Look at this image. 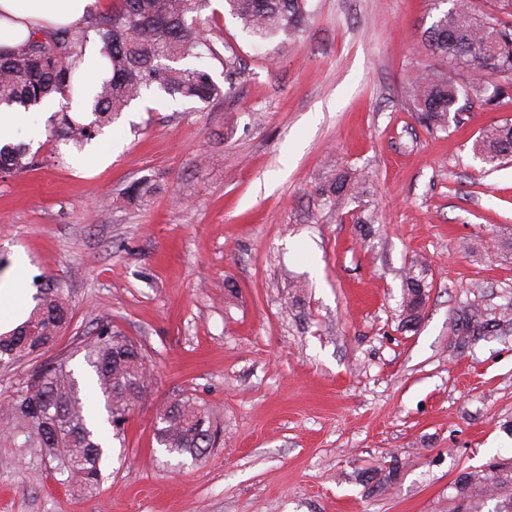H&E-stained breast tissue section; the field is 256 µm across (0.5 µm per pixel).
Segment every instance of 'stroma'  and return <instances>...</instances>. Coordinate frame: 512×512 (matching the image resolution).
Listing matches in <instances>:
<instances>
[{
	"instance_id": "stroma-1",
	"label": "stroma",
	"mask_w": 512,
	"mask_h": 512,
	"mask_svg": "<svg viewBox=\"0 0 512 512\" xmlns=\"http://www.w3.org/2000/svg\"><path fill=\"white\" fill-rule=\"evenodd\" d=\"M311 9L271 52L210 17L211 42L244 66L218 102L146 95L64 163L49 113L15 127L40 150L0 178V281L29 301L35 279L63 288L58 350L110 319L152 382L95 495L0 446V512H458L462 475L512 467V162L488 172L474 151L512 102L428 130L405 87L443 66L423 37L434 0ZM329 160L366 176L340 208L321 194ZM144 178L154 196L124 197ZM417 260L431 288L409 328ZM183 393L212 406L222 441L170 472L154 425ZM392 457L395 485L371 492L359 472Z\"/></svg>"
}]
</instances>
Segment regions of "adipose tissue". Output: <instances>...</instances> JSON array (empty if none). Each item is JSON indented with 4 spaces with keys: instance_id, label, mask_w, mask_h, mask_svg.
Returning <instances> with one entry per match:
<instances>
[{
    "instance_id": "adipose-tissue-1",
    "label": "adipose tissue",
    "mask_w": 512,
    "mask_h": 512,
    "mask_svg": "<svg viewBox=\"0 0 512 512\" xmlns=\"http://www.w3.org/2000/svg\"><path fill=\"white\" fill-rule=\"evenodd\" d=\"M112 0H0V50L23 44L35 32L75 26Z\"/></svg>"
}]
</instances>
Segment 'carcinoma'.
<instances>
[{"instance_id":"obj_1","label":"carcinoma","mask_w":512,"mask_h":512,"mask_svg":"<svg viewBox=\"0 0 512 512\" xmlns=\"http://www.w3.org/2000/svg\"><path fill=\"white\" fill-rule=\"evenodd\" d=\"M210 0H113L112 9L90 14L79 25L58 28L28 39L7 52L0 51V105L24 111L37 108L53 93L69 99L77 91L74 75L83 62L90 37L100 42L109 75L96 89L84 118L70 116L64 103L51 119V137L69 154L82 151L112 125L131 102L151 89L166 98L208 105L224 98V87L212 77L207 56L216 55L207 40L202 12ZM424 39L430 50L447 63H464L470 73L490 71L512 75V20L496 19L494 26L475 17L471 0H448ZM224 11L243 29L263 42L288 41L307 26L309 0H224ZM242 74L235 53L224 56V83L233 85ZM407 93L417 121L429 130H444L448 116L459 112L460 98L474 96L480 104L495 107L512 100V81L485 84L471 79L465 85L442 70H420L408 83ZM482 162L495 168L512 158V125L494 124L482 129L477 140ZM35 153L26 142L0 146V177L29 171ZM358 181L348 172L337 174L322 188L334 204L353 197ZM156 191L148 179L131 183L126 197L142 199ZM425 269L412 265L405 274V323L421 319L427 299ZM19 328L0 334V366L51 350L71 323L64 292L47 287ZM78 348L93 369L94 385L101 392L108 426L114 435L124 430L130 412L146 398L149 388L146 355L134 341L121 335L112 322L100 320L82 337ZM96 417L82 400L80 387L69 368V357L59 354L35 367L14 396L0 402V440L14 448H33L46 459L59 481L79 484L95 494L101 480L102 450ZM155 439L169 459L181 466L186 459L199 461L220 440V427L207 403L191 394L172 400L159 414ZM399 471L398 460L381 474L364 471L360 481L386 492ZM485 495L502 499L495 512H512V469H496L483 478Z\"/></svg>"}]
</instances>
